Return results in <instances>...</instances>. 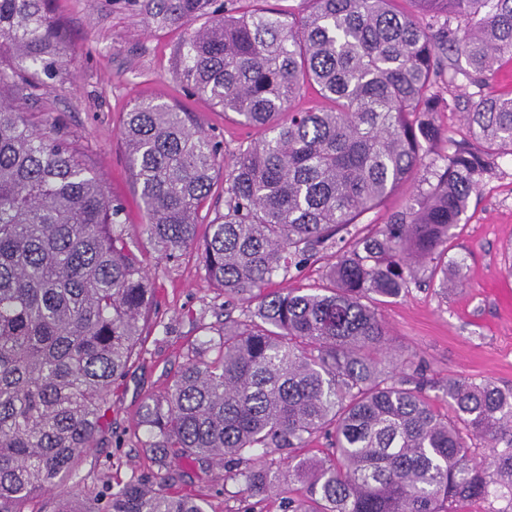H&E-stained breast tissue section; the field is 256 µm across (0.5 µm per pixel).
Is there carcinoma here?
<instances>
[{"mask_svg":"<svg viewBox=\"0 0 512 512\" xmlns=\"http://www.w3.org/2000/svg\"><path fill=\"white\" fill-rule=\"evenodd\" d=\"M50 0H0V512L63 477L110 427V394L154 302L144 261L79 149L38 129L24 104L65 63ZM284 16L218 0H153L186 25L178 73L224 116L259 128L224 166V214L210 206L218 143L188 114L141 100L123 121L126 161L161 256L201 248L224 296L256 303L247 320L201 345L167 391L144 403L145 447L158 466L246 459L233 477L262 496L288 480L306 496L288 512H453L512 503V389L448 380L451 414L422 393V365L399 370L371 302L396 299L430 265L448 280V240L471 192L512 156V97L483 90L512 57V0H304ZM199 18L200 27L192 26ZM465 65H460V61ZM478 88L466 113L472 148L436 123ZM314 89L323 109L292 110ZM443 141L446 152L434 153ZM426 187L370 235L338 251L322 288L268 290L291 279L349 227L419 178ZM331 456L298 451L315 434ZM482 440L491 457L471 455ZM112 512H205L170 478L130 481Z\"/></svg>","mask_w":512,"mask_h":512,"instance_id":"carcinoma-1","label":"carcinoma"}]
</instances>
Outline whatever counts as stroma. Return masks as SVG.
I'll return each instance as SVG.
<instances>
[{
	"label": "stroma",
	"mask_w": 512,
	"mask_h": 512,
	"mask_svg": "<svg viewBox=\"0 0 512 512\" xmlns=\"http://www.w3.org/2000/svg\"><path fill=\"white\" fill-rule=\"evenodd\" d=\"M148 0H51L65 32L68 64L53 90L35 91L26 110L40 128H56L83 149L108 196L120 199L126 231L147 258L157 304L144 328L143 342L119 386L112 391V426L76 459L66 477L40 497L20 504L21 512H54L72 501L78 512H107L119 483L139 480L160 487L165 474L180 477V487L205 503L206 512H288L299 496L298 482L282 484L261 497L242 492L231 469L220 463L183 459L160 469L145 446L147 432L139 411L149 398L174 382L198 341L216 335L225 314L242 318L246 306L212 288L200 253L190 249L177 259L159 257L145 232L146 217L123 147L121 119L140 100L177 105L193 126L219 142L220 164L213 172L208 224L224 210V162L240 144L261 138V131L225 119L179 80L177 50L181 25H161L150 17ZM512 156L498 161L495 174L474 192L448 242V263L460 266L462 283L441 285L421 277L408 292L378 304L389 343L400 361L424 368V392L441 413H448L449 379H487L512 388V305L501 297L512 291Z\"/></svg>",
	"instance_id": "stroma-1"
}]
</instances>
